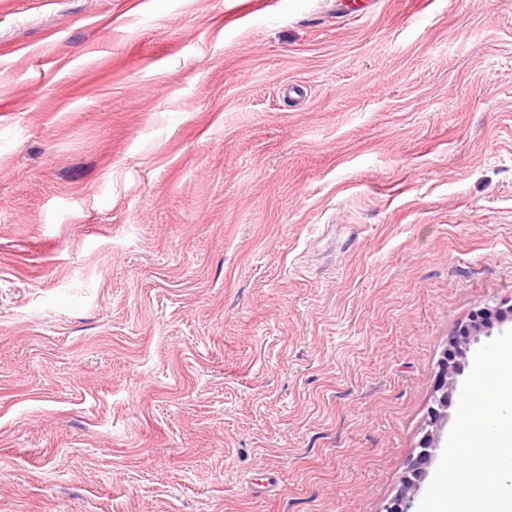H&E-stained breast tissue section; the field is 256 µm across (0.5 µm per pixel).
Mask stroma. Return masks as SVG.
I'll return each instance as SVG.
<instances>
[{
    "mask_svg": "<svg viewBox=\"0 0 512 512\" xmlns=\"http://www.w3.org/2000/svg\"><path fill=\"white\" fill-rule=\"evenodd\" d=\"M512 305V0H0V512H386ZM486 315L487 311H481L476 313L468 324L461 325L456 335L449 341L448 350H454L457 355L463 357L467 346L471 342H478L480 335H484L487 338L492 336L494 324L487 319ZM461 366L460 363H456L452 366H448V362H444L442 368L441 381L438 385V389L443 390L440 397H436L434 403L438 406V408L431 407L430 409V418H429V426L433 429L428 431L423 442L421 444V451L415 458L412 463L411 471L414 479L416 481L421 480L423 473L420 471V465L422 461L429 456V448L436 447L434 444V438L437 434L438 430L442 427V420L444 418L443 412L441 410L447 406L448 403V390H453L456 386V376L460 373Z\"/></svg>",
    "mask_w": 512,
    "mask_h": 512,
    "instance_id": "stroma-1",
    "label": "stroma"
}]
</instances>
